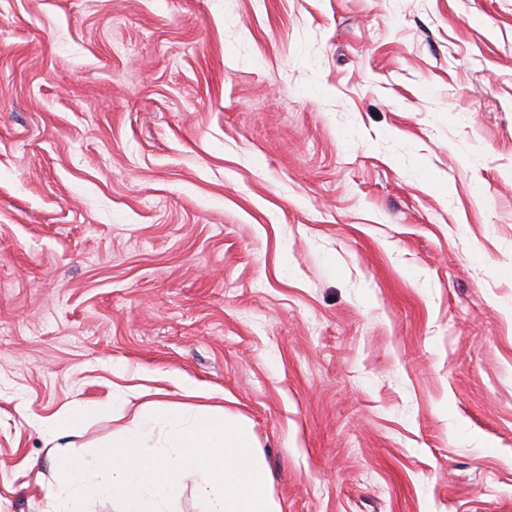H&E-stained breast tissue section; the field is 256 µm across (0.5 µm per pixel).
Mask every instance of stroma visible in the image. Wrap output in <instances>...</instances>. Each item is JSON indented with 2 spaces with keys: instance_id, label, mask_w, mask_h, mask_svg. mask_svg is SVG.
Segmentation results:
<instances>
[{
  "instance_id": "obj_1",
  "label": "stroma",
  "mask_w": 512,
  "mask_h": 512,
  "mask_svg": "<svg viewBox=\"0 0 512 512\" xmlns=\"http://www.w3.org/2000/svg\"><path fill=\"white\" fill-rule=\"evenodd\" d=\"M156 401L280 512H512V0H0V512Z\"/></svg>"
}]
</instances>
